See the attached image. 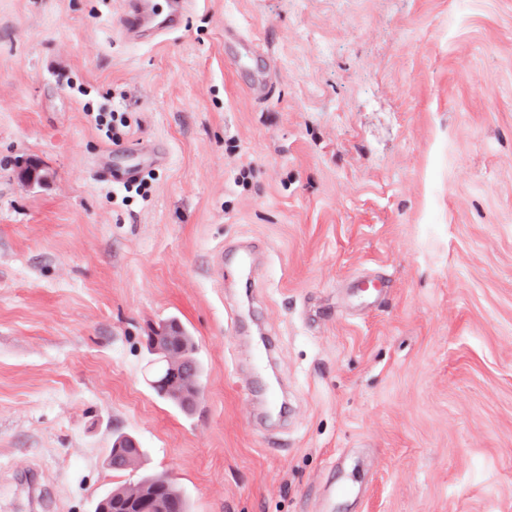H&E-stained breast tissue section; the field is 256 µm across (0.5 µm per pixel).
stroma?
<instances>
[{
    "instance_id": "35a3bbf8",
    "label": "stroma",
    "mask_w": 512,
    "mask_h": 512,
    "mask_svg": "<svg viewBox=\"0 0 512 512\" xmlns=\"http://www.w3.org/2000/svg\"><path fill=\"white\" fill-rule=\"evenodd\" d=\"M124 3L0 0V512H94L151 473L190 512H512V0H196L140 45ZM112 112L164 153L142 194ZM242 240L275 447L221 261ZM172 318L203 365L188 416L147 381ZM225 50L233 51L237 68L251 71L249 89L254 96L261 95L269 81L271 67L266 61L260 64L262 56L254 43L247 35L228 27L224 29ZM130 436H126V435H118L115 437V440L113 441L112 443V447L110 448V451H109V456H108V464L109 466L112 467L115 466V465H119L117 460H121V461H125L127 458H130V459H134L135 461H137L142 453H141V448H137V447H131V442H132V439L129 438ZM118 446V448H117ZM134 465V462L127 459V461L125 462V464L123 466H118V467H122V469L126 470L128 468H131L132 466Z\"/></svg>"
}]
</instances>
